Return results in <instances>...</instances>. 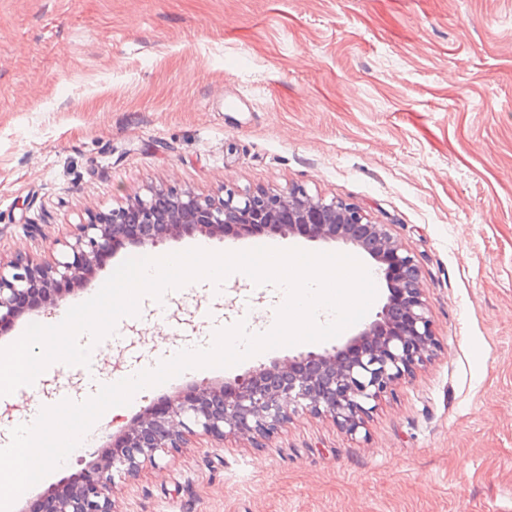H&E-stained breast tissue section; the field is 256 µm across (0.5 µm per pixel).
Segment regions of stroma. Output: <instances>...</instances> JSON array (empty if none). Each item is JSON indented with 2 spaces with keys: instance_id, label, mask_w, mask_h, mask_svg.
<instances>
[{
  "instance_id": "35a3bbf8",
  "label": "stroma",
  "mask_w": 512,
  "mask_h": 512,
  "mask_svg": "<svg viewBox=\"0 0 512 512\" xmlns=\"http://www.w3.org/2000/svg\"><path fill=\"white\" fill-rule=\"evenodd\" d=\"M233 96L241 110L225 111ZM297 184L389 225L419 262L438 351L357 435L304 411L259 448L195 437L117 484L116 512H512V0H0V261L172 187L203 197ZM201 243L233 252L251 240L182 235L147 253ZM131 254L71 288L58 314ZM268 298L201 280L160 321L142 297L99 372L208 346ZM332 346L145 389L12 512L74 481L145 406ZM81 391L65 365L19 392L0 406V444L31 405Z\"/></svg>"
}]
</instances>
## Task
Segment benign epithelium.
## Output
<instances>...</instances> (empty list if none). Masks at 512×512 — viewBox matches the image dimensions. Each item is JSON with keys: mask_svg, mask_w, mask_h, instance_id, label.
<instances>
[{"mask_svg": "<svg viewBox=\"0 0 512 512\" xmlns=\"http://www.w3.org/2000/svg\"><path fill=\"white\" fill-rule=\"evenodd\" d=\"M263 233L364 251L387 284V301L373 321L330 351L288 357L221 386L195 384L162 406L148 405L101 448L79 483L49 495L44 512H115V478L137 479L195 433L220 441L244 436L258 446L292 415L306 411L355 434L373 403L434 354L437 340L415 257L388 225L372 223L360 206L314 198L299 185L286 193L240 192L226 185L223 193L205 197L171 188L99 212L55 240L49 256L24 253L0 263V334L29 311L56 309L67 285L87 282L103 259L125 246L154 247L173 235Z\"/></svg>", "mask_w": 512, "mask_h": 512, "instance_id": "7a95c632", "label": "benign epithelium"}]
</instances>
